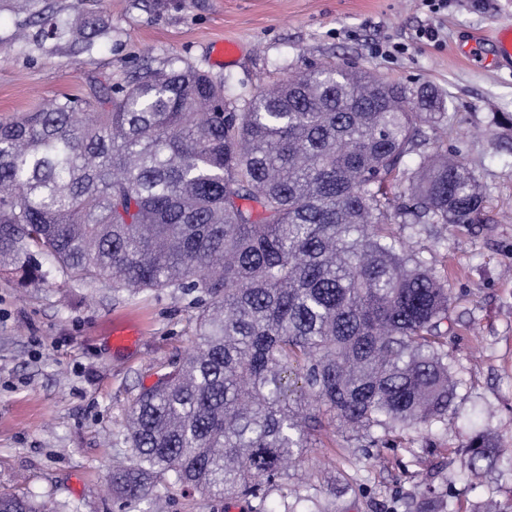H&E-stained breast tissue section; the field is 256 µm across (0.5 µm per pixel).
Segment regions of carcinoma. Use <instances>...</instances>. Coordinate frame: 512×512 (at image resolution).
<instances>
[{
	"label": "carcinoma",
	"instance_id": "carcinoma-1",
	"mask_svg": "<svg viewBox=\"0 0 512 512\" xmlns=\"http://www.w3.org/2000/svg\"><path fill=\"white\" fill-rule=\"evenodd\" d=\"M30 16L16 40L107 32L100 17ZM443 95L353 66L309 68L240 102L170 58L91 99L0 122V272L116 291L169 289L197 310L195 345L126 416L129 500L178 487L270 512L289 461L339 419L371 445L445 423L448 289L392 224H473L474 172L421 156L391 210L386 182L447 119ZM512 471L481 434L464 466ZM0 512H58L0 493Z\"/></svg>",
	"mask_w": 512,
	"mask_h": 512
}]
</instances>
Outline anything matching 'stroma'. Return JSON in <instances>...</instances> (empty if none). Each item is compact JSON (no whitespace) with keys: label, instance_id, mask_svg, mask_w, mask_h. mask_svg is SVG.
Segmentation results:
<instances>
[{"label":"stroma","instance_id":"35a3bbf8","mask_svg":"<svg viewBox=\"0 0 512 512\" xmlns=\"http://www.w3.org/2000/svg\"><path fill=\"white\" fill-rule=\"evenodd\" d=\"M59 18H103L92 47L67 39L16 45L25 15L0 0V122L63 94L87 96L125 84L174 57L222 81L228 95L307 68L351 64L448 98L447 131L426 152H448L476 174L484 220L447 232L394 230L441 276L450 299L448 355L458 381L445 425L410 431L393 447L362 446L327 426L295 462L311 498L296 512H408L406 494L425 482L452 512H483L512 497V471L479 480L464 468L478 433L512 446V59L492 56L495 28L512 25V0H39ZM431 26L437 40L418 38ZM239 46L216 65L211 46ZM197 311L167 290L131 294L56 277L22 284L0 273V491L50 498L65 512H252L245 498L214 501L177 489L130 501L109 476L131 463L125 417L142 389L183 356ZM136 321L134 350L112 347L113 319Z\"/></svg>","mask_w":512,"mask_h":512}]
</instances>
